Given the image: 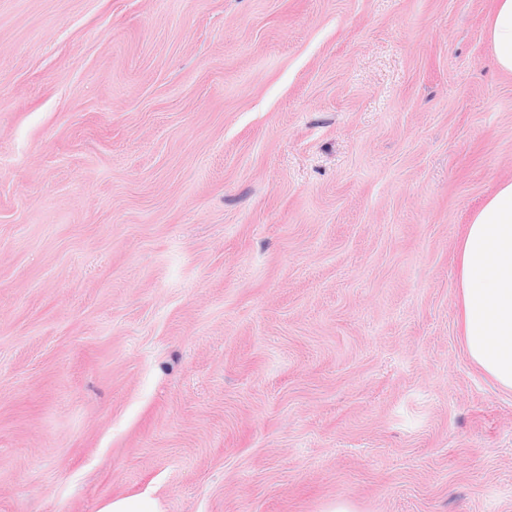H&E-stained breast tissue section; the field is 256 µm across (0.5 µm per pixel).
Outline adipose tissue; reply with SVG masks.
Masks as SVG:
<instances>
[{
    "label": "adipose tissue",
    "instance_id": "1",
    "mask_svg": "<svg viewBox=\"0 0 512 512\" xmlns=\"http://www.w3.org/2000/svg\"><path fill=\"white\" fill-rule=\"evenodd\" d=\"M486 34L497 67L512 74V0H496ZM457 285L469 359L512 390V181L473 213L458 246Z\"/></svg>",
    "mask_w": 512,
    "mask_h": 512
}]
</instances>
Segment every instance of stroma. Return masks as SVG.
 <instances>
[{
	"instance_id": "35a3bbf8",
	"label": "stroma",
	"mask_w": 512,
	"mask_h": 512,
	"mask_svg": "<svg viewBox=\"0 0 512 512\" xmlns=\"http://www.w3.org/2000/svg\"><path fill=\"white\" fill-rule=\"evenodd\" d=\"M495 5L0 0V512H512ZM457 285L469 359L512 390V181L471 216L458 246ZM100 512H162L159 502L149 495H136L112 499Z\"/></svg>"
}]
</instances>
